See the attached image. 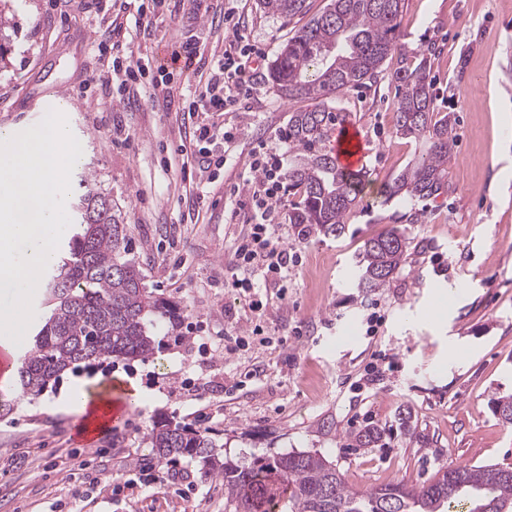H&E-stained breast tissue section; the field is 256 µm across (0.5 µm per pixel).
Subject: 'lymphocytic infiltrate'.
<instances>
[{
	"mask_svg": "<svg viewBox=\"0 0 512 512\" xmlns=\"http://www.w3.org/2000/svg\"><path fill=\"white\" fill-rule=\"evenodd\" d=\"M211 21L232 33L221 59H208L198 42L185 40L179 42L169 59L136 61L125 56L119 29L106 28L92 43L94 53L106 66L92 70L88 77L91 84L113 88L116 99L131 107L138 105L135 91L150 75H159L164 85L178 74L197 75L198 84L188 96L177 100L169 94L165 100L178 102L180 111L187 116L203 113L210 117L209 122L195 125L188 142L181 146L182 152L197 162L194 205L198 208L203 205L209 184L223 171L227 163L225 146L235 140L238 131L237 126H225L224 116L248 109L260 75L259 63L264 58L263 51L250 43L234 14L223 11L213 15ZM287 190L283 160L266 144H258L247 174L230 190L231 205L252 213L250 224L234 243L232 287L246 292L255 290L256 275L282 273L294 262L295 257L283 245L276 224Z\"/></svg>",
	"mask_w": 512,
	"mask_h": 512,
	"instance_id": "f902f5d3",
	"label": "lymphocytic infiltrate"
}]
</instances>
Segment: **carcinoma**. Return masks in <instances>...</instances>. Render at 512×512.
I'll return each instance as SVG.
<instances>
[{
	"label": "carcinoma",
	"instance_id": "cac0c4a2",
	"mask_svg": "<svg viewBox=\"0 0 512 512\" xmlns=\"http://www.w3.org/2000/svg\"><path fill=\"white\" fill-rule=\"evenodd\" d=\"M264 9L291 20L307 14L308 0H260ZM404 0H330L282 46L269 79L286 98L314 102L291 113L288 139L298 148L288 167V187L299 201L290 223L305 230L338 236L343 220L358 203L369 182L366 168L343 170L326 143L350 120V113L326 103L332 96L376 81L387 57L406 58L400 42ZM398 100L395 133L425 143V151L387 185L386 199H427L448 193L454 113L437 112L431 93L427 59L395 71ZM74 202L76 224L69 257L42 281L50 315L37 328L21 357L15 387L0 392V408L10 393L38 396L73 365L112 357L142 358L151 354L163 321L178 317L177 308L153 297L138 264L128 258L123 219L112 200L86 175ZM409 238L391 228L370 238L357 262L359 285L386 288L405 259ZM495 412L512 425V397L493 399ZM159 459L199 457L224 478V496L241 512H265L275 486L289 489L282 512H381L388 499L395 512H450L451 505L476 501L512 508V467L446 465L441 478L413 487L396 481L358 490L348 487L336 467L318 453L289 452L250 466L215 457L218 444L205 430L158 424L148 435ZM464 476L460 490L441 486L448 471Z\"/></svg>",
	"mask_w": 512,
	"mask_h": 512
}]
</instances>
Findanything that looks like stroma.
<instances>
[{"label":"stroma","instance_id":"1","mask_svg":"<svg viewBox=\"0 0 512 512\" xmlns=\"http://www.w3.org/2000/svg\"><path fill=\"white\" fill-rule=\"evenodd\" d=\"M97 6L88 14L79 0H7L13 32L0 58V129L37 125L58 86H70L77 106L65 116L82 147L72 174L96 176L149 290L178 306L182 325L156 337L148 358L67 369L52 389L16 395L0 411V512H235L222 477L188 456L177 463L191 470V490L124 487L135 466L155 459L147 439L154 424L191 425L200 409L228 457L248 465L316 452L355 489L398 480L419 487L449 464L512 466V426L492 408L494 398L512 395V0H405L401 39L412 57L435 46L434 107L456 117L451 190L426 200L381 195L421 152L395 133L397 62L386 61L376 84L334 100L368 143L361 201L334 237L291 224L297 198L289 196L278 221L298 261L288 269L287 298L268 286L257 310L255 297L225 285L242 225L226 222L224 201L258 142L289 150L288 116L308 101L283 98L260 79L251 113L227 115L240 132L210 186L211 207L195 209L177 152L190 120L164 111L149 85L137 110L105 89L80 95L95 64L94 30L117 13L110 0ZM217 7L241 16L270 61L295 31L258 0H185L152 40L131 22L124 40L134 57L149 56L191 35L188 15L203 26ZM120 132L128 143H115ZM393 227L410 239L406 260L389 287H359L357 255ZM445 287L450 303L435 310V291ZM190 322L216 338L252 322L265 335L212 359L184 342ZM372 363L378 376L366 371ZM78 380L93 392L132 381L143 394L92 448L78 438L80 414L58 403ZM368 426L383 429L382 441L353 447L349 434ZM114 484L123 492L113 494Z\"/></svg>","mask_w":512,"mask_h":512}]
</instances>
